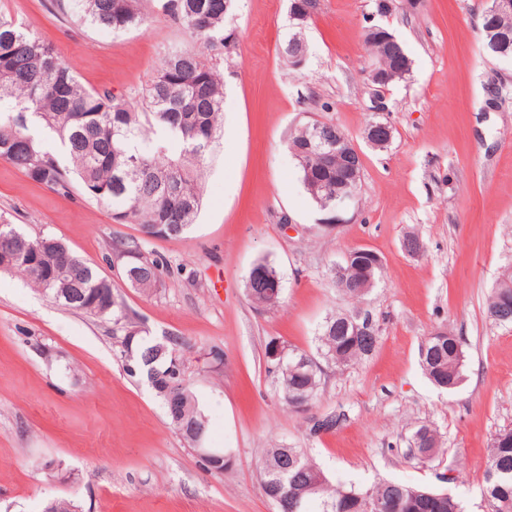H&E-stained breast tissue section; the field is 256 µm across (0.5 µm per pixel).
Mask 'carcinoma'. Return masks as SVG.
Instances as JSON below:
<instances>
[{
    "instance_id": "obj_1",
    "label": "carcinoma",
    "mask_w": 512,
    "mask_h": 512,
    "mask_svg": "<svg viewBox=\"0 0 512 512\" xmlns=\"http://www.w3.org/2000/svg\"><path fill=\"white\" fill-rule=\"evenodd\" d=\"M149 0H51L53 10L73 15L81 24L114 32L146 29L151 23ZM236 0H163L162 11L181 25L192 43L173 46L164 54L155 75L137 98L108 89H88L76 77L55 48L38 34L0 12V160L11 163L35 182L57 192H69L72 178L80 180L85 193L107 204L112 218L121 224H136L148 237H156V226L164 227L169 239L182 238L195 224L202 208L207 155L220 137L224 116V72L213 59L230 47L224 35L225 21ZM371 53L390 60L408 55L402 42L384 43L366 36ZM307 49L304 32L288 31L282 56L288 59ZM181 121L174 124L173 113ZM50 132L65 148L69 165H62L35 135ZM357 162L332 156L321 172L330 188L336 168ZM0 251L19 252L24 259L12 267L35 288L67 308L112 321L123 333L120 358L128 373L145 379L163 401L167 417L181 435L196 427V438L206 435V419L187 382L178 381L176 392H166L170 354L177 341L136 340L128 329L129 311L112 291L99 270L63 242L51 236L32 238L0 216ZM62 265L65 272L47 280L37 265ZM163 269L156 260L138 268L136 289L150 293L161 282ZM279 276L277 269L262 261L250 271L247 293L254 303L267 309L282 298H267V282ZM334 277L345 294L364 295L350 287L353 272L334 269ZM488 314L497 323L512 324V275L501 280L488 299ZM371 330L351 335L340 315L328 317L319 332V357L348 366L367 356L378 343ZM458 337L444 330V342L425 341L424 370L430 381L452 390L464 377L465 354L456 349ZM284 401L299 390L314 398L321 374L313 371H280L267 362ZM417 448L432 457L439 447L435 430L425 424L411 434ZM260 471L263 491L278 494L313 482L321 469L299 448H266ZM486 491L500 508L512 512V445L493 444L485 463ZM439 493L400 482L381 481L368 487L336 485L328 477L304 501L298 512H364L363 504L377 501L379 512H445Z\"/></svg>"
}]
</instances>
